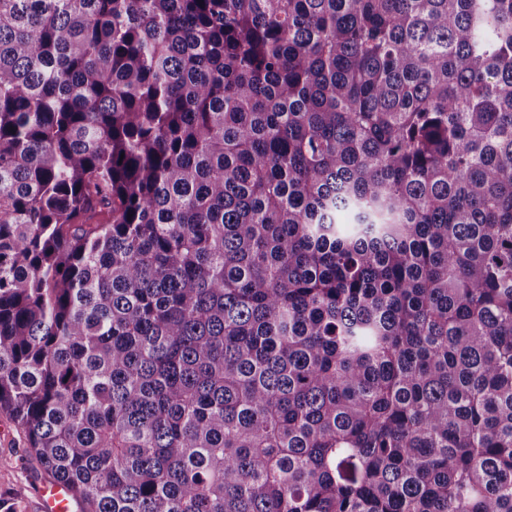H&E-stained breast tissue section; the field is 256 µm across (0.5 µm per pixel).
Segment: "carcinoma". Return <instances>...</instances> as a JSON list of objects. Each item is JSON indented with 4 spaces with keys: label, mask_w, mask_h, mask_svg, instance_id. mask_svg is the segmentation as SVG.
Masks as SVG:
<instances>
[{
    "label": "carcinoma",
    "mask_w": 512,
    "mask_h": 512,
    "mask_svg": "<svg viewBox=\"0 0 512 512\" xmlns=\"http://www.w3.org/2000/svg\"><path fill=\"white\" fill-rule=\"evenodd\" d=\"M0 410L80 512H512V0H0Z\"/></svg>",
    "instance_id": "obj_1"
}]
</instances>
